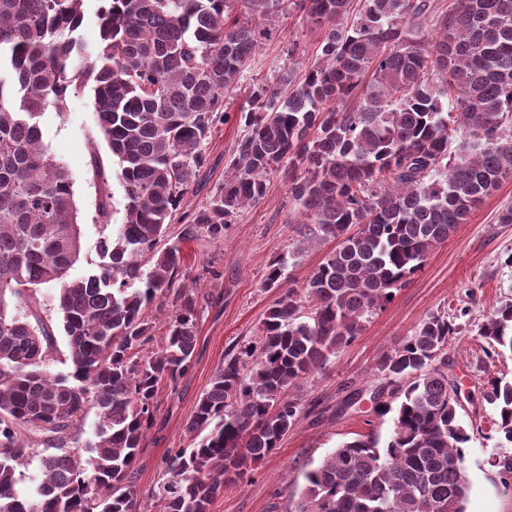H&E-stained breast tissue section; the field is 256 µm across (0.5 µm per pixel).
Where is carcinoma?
<instances>
[{
	"label": "carcinoma",
	"instance_id": "obj_1",
	"mask_svg": "<svg viewBox=\"0 0 512 512\" xmlns=\"http://www.w3.org/2000/svg\"><path fill=\"white\" fill-rule=\"evenodd\" d=\"M86 0H0V512H138L133 467L161 386L190 368L200 316L195 291L175 287L180 244L224 238L238 211L288 167L291 200L314 233L336 241L301 288H286L245 345L224 354L185 423L190 448L167 455L170 478L151 495L161 512H209L224 485L273 453L299 422L288 388L358 336L369 316L422 270L428 255L512 177V0H102L95 41ZM294 5L325 28L320 60L295 82L253 87L245 134L224 184L167 230L226 118L225 89L264 35L261 22ZM413 21L435 38L410 36ZM92 85L98 133L118 164L124 222L88 274L65 164L40 118ZM288 260L266 286L282 287ZM59 285L70 377L47 371L53 336L8 311L6 296ZM173 311L154 334L146 310ZM461 325L431 313L380 358L393 413L389 437L358 434L303 474L290 512H466L469 479L461 392L448 343ZM492 359L512 352V302L478 326ZM499 435L488 464L512 484V380L483 378ZM96 405L89 456L69 446ZM31 499L15 486L35 458Z\"/></svg>",
	"mask_w": 512,
	"mask_h": 512
}]
</instances>
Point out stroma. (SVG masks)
Masks as SVG:
<instances>
[{
	"mask_svg": "<svg viewBox=\"0 0 512 512\" xmlns=\"http://www.w3.org/2000/svg\"><path fill=\"white\" fill-rule=\"evenodd\" d=\"M267 36L251 57L245 78L230 89L226 122L218 124L206 149L209 166L186 194L171 234L224 182L237 140L243 133L239 109L246 105L253 85L275 83L286 68L304 76L317 59L323 32L305 15L292 12L266 19ZM43 140L68 167L79 209L82 250L69 271L70 278L87 274L97 261L99 247L112 234L113 225L125 215V191L116 177L118 164L105 141L97 137L92 90L72 94L62 111L47 110L41 118ZM99 155L100 170H93L92 155ZM266 193L246 206L223 240L197 239L182 243L181 284L193 288L202 311L192 367L176 386L161 387L153 423L135 465L142 492L139 512H157L149 496L164 472L170 449L190 443L184 426L198 397L209 388L224 353L234 344L250 340L267 308L280 289L266 285L267 271L276 259L299 251L297 263L288 265L287 284L301 288L314 268L333 249V242L307 236L302 217L295 212L283 172L269 173ZM107 202L109 221L98 216L100 202ZM512 205V178L476 207L467 223L458 225L448 241L435 247L421 272L393 300L376 311L360 335L337 349L326 365L291 388L304 411L297 425L279 448L265 457L242 480L228 484L211 506V512H288L287 488L302 483L310 462L319 460L340 442L359 434L375 432L388 437L391 419L379 416L371 402H362L347 412L338 407L352 389L371 391L383 383L376 369L383 353L390 351L416 324L430 313H453L469 306L462 317V331L448 347V375L470 391L474 400L460 413L472 435L467 456L470 493L467 512H512V487L501 483L487 458L496 444L490 431L491 412L479 394L485 375L512 379V354L487 359L477 335L479 324L502 303L512 302V224L498 223L500 210ZM57 286L49 283L30 291L33 311L52 332L58 349L66 338L58 311Z\"/></svg>",
	"mask_w": 512,
	"mask_h": 512,
	"instance_id": "35a3bbf8",
	"label": "stroma"
}]
</instances>
